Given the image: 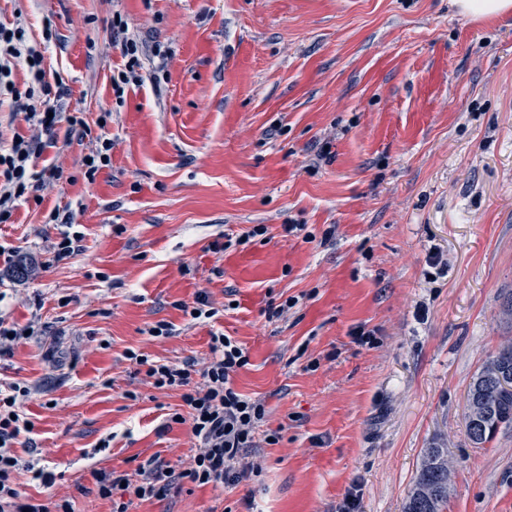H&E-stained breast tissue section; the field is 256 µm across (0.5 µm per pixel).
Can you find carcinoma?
Masks as SVG:
<instances>
[{"label":"carcinoma","instance_id":"obj_1","mask_svg":"<svg viewBox=\"0 0 512 512\" xmlns=\"http://www.w3.org/2000/svg\"><path fill=\"white\" fill-rule=\"evenodd\" d=\"M497 369L512 372L511 339L488 357L469 386L467 417L472 427L467 436L475 448L484 447L500 429L512 426V392L501 387ZM448 491V451L427 448L404 512H444Z\"/></svg>","mask_w":512,"mask_h":512}]
</instances>
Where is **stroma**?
<instances>
[{
	"mask_svg": "<svg viewBox=\"0 0 512 512\" xmlns=\"http://www.w3.org/2000/svg\"><path fill=\"white\" fill-rule=\"evenodd\" d=\"M165 65L116 102L124 65L113 10ZM40 39L52 20L48 73L66 78L64 110L111 111L112 172L80 176L86 147L58 132L42 163L76 183L44 192L0 224V245L29 273L0 264V314L38 333L0 359V381L31 389L36 417L21 492L110 512L93 471L134 474L152 455H189L170 423L180 393L124 396L134 349L154 359L207 357L216 327L246 346L236 389L261 400L278 432L258 477L226 488L185 484L131 512H403L424 449L454 467L446 512H512V428L484 447L466 432L467 392L512 339V12L474 18L452 0H0ZM332 156L319 159L323 147ZM71 204L79 255L53 258ZM265 236L227 253L207 247L254 225ZM303 224L315 239L284 236ZM337 226L335 239L319 235ZM276 269L243 285L226 257ZM208 292L212 326L177 305ZM297 305L269 318V303ZM236 309H229V302ZM160 320L166 339L147 335ZM370 332L367 344L357 331Z\"/></svg>",
	"mask_w": 512,
	"mask_h": 512,
	"instance_id": "35a3bbf8",
	"label": "stroma"
}]
</instances>
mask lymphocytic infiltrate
Wrapping results in <instances>:
<instances>
[{
    "label": "lymphocytic infiltrate",
    "instance_id": "f902f5d3",
    "mask_svg": "<svg viewBox=\"0 0 512 512\" xmlns=\"http://www.w3.org/2000/svg\"><path fill=\"white\" fill-rule=\"evenodd\" d=\"M111 43L125 59L123 69L110 78L116 100H123L133 86H142L146 59H168L171 49L161 45L144 46L129 32L121 12H113ZM55 34L44 27L41 41L27 35L23 14H16L10 25L0 24V102L8 101L12 115L22 116L26 131L0 134V224L11 223L19 203L42 204L47 186L65 177L63 164L40 165L48 144L54 143L59 125L68 135L88 142L81 159L87 181H95L112 167V140L105 129L112 118L104 112L96 123H88L81 111L63 113L59 103L69 94L61 76L47 77L45 52ZM24 71V84H17V71ZM208 358H186L178 363L149 359L129 350L125 357L135 375L144 383L163 391L177 389L186 408L173 413L172 422L189 423L196 440L193 454L178 463L153 455L137 468V480L125 474L100 469L94 472L97 491L111 504V512H129L134 501L163 500L172 492L192 483L198 486H233L260 475L262 464L256 454V430L266 418L262 401L239 393L234 378L249 363L246 347L222 331L211 332ZM30 390L16 383L0 382V512H72L69 499L40 503L22 494L16 474L22 460L16 447L30 439L31 418L23 409Z\"/></svg>",
    "mask_w": 512,
    "mask_h": 512
}]
</instances>
